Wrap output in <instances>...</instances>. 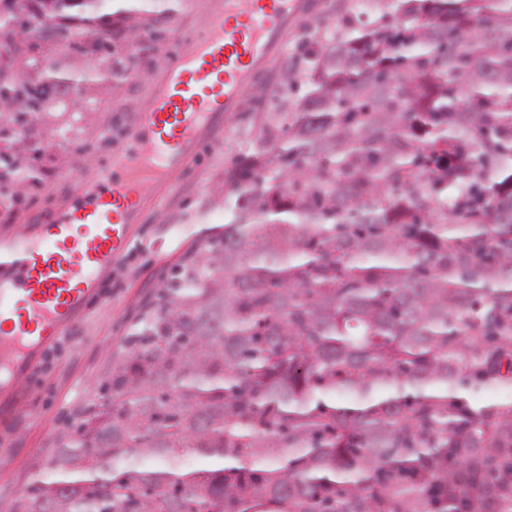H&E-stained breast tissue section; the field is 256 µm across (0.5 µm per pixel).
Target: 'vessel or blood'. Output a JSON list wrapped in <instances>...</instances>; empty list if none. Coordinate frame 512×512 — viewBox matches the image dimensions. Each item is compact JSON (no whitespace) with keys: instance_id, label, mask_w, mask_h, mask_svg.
I'll return each instance as SVG.
<instances>
[{"instance_id":"1","label":"vessel or blood","mask_w":512,"mask_h":512,"mask_svg":"<svg viewBox=\"0 0 512 512\" xmlns=\"http://www.w3.org/2000/svg\"><path fill=\"white\" fill-rule=\"evenodd\" d=\"M306 0H220L205 28L183 35L160 74L129 146L97 174L100 189L46 221L41 239L0 244V352L10 372H28L33 348L48 345L67 317L83 308L97 275L131 244L129 227L144 213L145 191L197 156L202 130L222 136L224 115L238 111L243 89L276 57Z\"/></svg>"}]
</instances>
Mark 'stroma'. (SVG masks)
<instances>
[{
	"mask_svg": "<svg viewBox=\"0 0 512 512\" xmlns=\"http://www.w3.org/2000/svg\"><path fill=\"white\" fill-rule=\"evenodd\" d=\"M218 2L180 0L160 64H138L128 80L79 89L75 104L54 105L44 112L32 131L40 183L29 188L24 210L0 219V241L40 235L41 217L67 209L95 184L100 165L124 144L125 129L137 121L163 63L178 53L180 35L204 26ZM311 2V12L288 28L283 52L249 86L253 92L264 90V100L225 117L222 137L202 133L193 164L148 188L143 217L131 227L130 249L99 273L97 292L62 326L56 343L35 353L32 372L0 382V512H9L12 501L32 482L35 464L51 452L56 437L76 431L87 410L99 403L98 386L129 350L140 308L155 299L162 276L201 230L229 221L218 193L224 171L256 151L259 131L269 117L284 126L296 111L298 95L280 104L274 92L284 75L299 78L306 73L302 44H317L346 16L364 22L378 16L373 5L358 0Z\"/></svg>",
	"mask_w": 512,
	"mask_h": 512,
	"instance_id": "1",
	"label": "stroma"
}]
</instances>
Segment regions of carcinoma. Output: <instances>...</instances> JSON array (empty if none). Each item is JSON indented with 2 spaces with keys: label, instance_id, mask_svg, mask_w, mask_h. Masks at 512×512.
I'll return each instance as SVG.
<instances>
[{
  "label": "carcinoma",
  "instance_id": "obj_1",
  "mask_svg": "<svg viewBox=\"0 0 512 512\" xmlns=\"http://www.w3.org/2000/svg\"><path fill=\"white\" fill-rule=\"evenodd\" d=\"M175 2L0 0V195ZM312 56L10 512H512V403L459 396L512 382V0H382Z\"/></svg>",
  "mask_w": 512,
  "mask_h": 512
}]
</instances>
